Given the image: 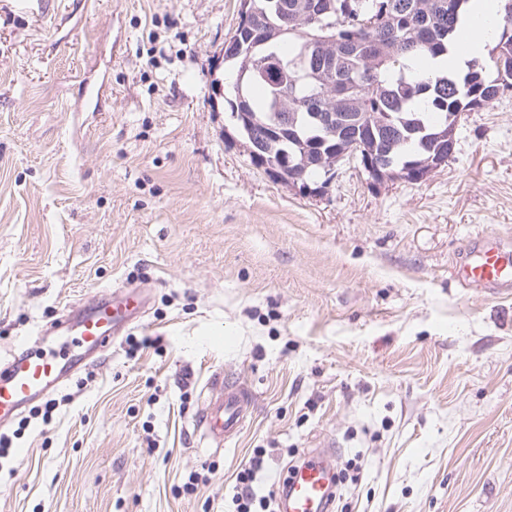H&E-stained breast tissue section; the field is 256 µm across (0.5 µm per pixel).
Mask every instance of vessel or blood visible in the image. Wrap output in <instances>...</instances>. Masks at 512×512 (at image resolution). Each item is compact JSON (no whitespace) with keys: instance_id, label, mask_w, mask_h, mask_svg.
Returning a JSON list of instances; mask_svg holds the SVG:
<instances>
[{"instance_id":"b4317fda","label":"vessel or blood","mask_w":512,"mask_h":512,"mask_svg":"<svg viewBox=\"0 0 512 512\" xmlns=\"http://www.w3.org/2000/svg\"><path fill=\"white\" fill-rule=\"evenodd\" d=\"M457 279L465 286L498 293L512 289V253L497 242H484L476 253L461 261ZM148 306L144 289L114 292L111 300L78 307L64 326L85 350L107 349L128 323L143 316ZM76 356H65L46 345L43 338L27 337L0 361V426L8 424L32 400L51 394L81 365ZM214 394L199 426L216 444L242 431L254 406L251 390L234 376L215 372L209 382ZM337 443L327 439L293 469L287 479L286 512H331L335 485L332 457Z\"/></svg>"}]
</instances>
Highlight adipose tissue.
I'll list each match as a JSON object with an SVG mask.
<instances>
[{"instance_id":"obj_1","label":"adipose tissue","mask_w":512,"mask_h":512,"mask_svg":"<svg viewBox=\"0 0 512 512\" xmlns=\"http://www.w3.org/2000/svg\"><path fill=\"white\" fill-rule=\"evenodd\" d=\"M465 10L458 39L446 55L419 60L417 66L421 71L461 73L467 69L469 61L485 56L488 43L485 27L503 16L504 0H468Z\"/></svg>"}]
</instances>
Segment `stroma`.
<instances>
[{
    "mask_svg": "<svg viewBox=\"0 0 512 512\" xmlns=\"http://www.w3.org/2000/svg\"><path fill=\"white\" fill-rule=\"evenodd\" d=\"M240 0H0V358L121 288L148 310L0 434V512H233L335 438L333 512H512V294L461 286L512 250V91L462 114L448 162L304 197L254 165L213 77ZM254 407L196 428L217 370ZM457 279L465 286L498 293L512 288V255L501 243L485 241L470 258L461 261ZM262 451H257L250 460L249 466L243 468L236 476L234 486L233 503L236 505V512H267L271 503L276 502V497L283 493L280 487L277 493L269 490L268 494L262 493L259 487L258 473L262 467Z\"/></svg>",
    "mask_w": 512,
    "mask_h": 512,
    "instance_id": "35a3bbf8",
    "label": "stroma"
}]
</instances>
